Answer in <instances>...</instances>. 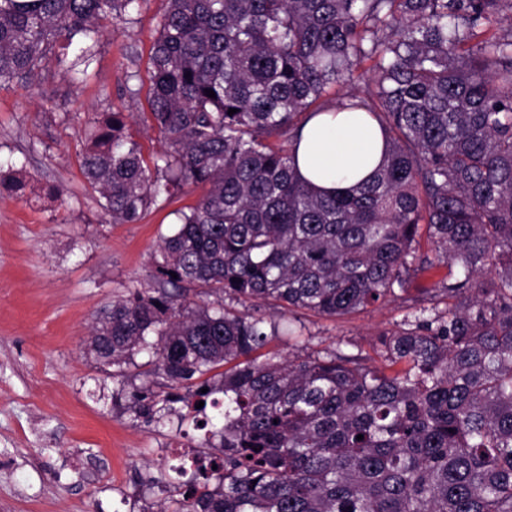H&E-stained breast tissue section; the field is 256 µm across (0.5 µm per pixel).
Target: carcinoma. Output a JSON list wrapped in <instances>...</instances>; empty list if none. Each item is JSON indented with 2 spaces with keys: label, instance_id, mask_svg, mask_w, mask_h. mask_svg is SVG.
Returning <instances> with one entry per match:
<instances>
[{
  "label": "carcinoma",
  "instance_id": "1",
  "mask_svg": "<svg viewBox=\"0 0 512 512\" xmlns=\"http://www.w3.org/2000/svg\"><path fill=\"white\" fill-rule=\"evenodd\" d=\"M139 2L0 0V85L51 63L79 78L104 22ZM504 18L512 0H167L144 117L165 150L148 166L123 113L104 112L81 151L114 224L206 187L162 238L156 287L113 301L86 343L122 386L151 358L152 384L112 393L131 420L201 432L157 512H512V26L491 30ZM335 85L350 92L331 102ZM351 99L385 156L326 195L297 174L294 139ZM22 171L0 187L22 190ZM439 266L456 272L378 335L382 368L340 349L253 356L279 332L264 306L341 318Z\"/></svg>",
  "mask_w": 512,
  "mask_h": 512
}]
</instances>
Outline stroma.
Instances as JSON below:
<instances>
[{
  "instance_id": "1",
  "label": "stroma",
  "mask_w": 512,
  "mask_h": 512,
  "mask_svg": "<svg viewBox=\"0 0 512 512\" xmlns=\"http://www.w3.org/2000/svg\"><path fill=\"white\" fill-rule=\"evenodd\" d=\"M166 0H143L130 23L104 35L81 82L50 65L33 85L0 87V161L24 166L25 188L0 193V512H156L176 495L142 484L173 463L183 427L133 421L112 402V370L86 355L97 314L151 287L154 256L178 211L203 187L189 185L134 224H115L81 169L85 127L122 110L146 161L161 150L150 112L149 57ZM61 185L64 202L48 190ZM441 266L413 276L408 293L348 317L276 314L288 334L266 352L339 348L375 355L376 336L447 279Z\"/></svg>"
}]
</instances>
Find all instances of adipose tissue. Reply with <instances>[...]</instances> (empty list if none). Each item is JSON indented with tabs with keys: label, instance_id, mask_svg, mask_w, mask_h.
<instances>
[{
	"label": "adipose tissue",
	"instance_id": "obj_1",
	"mask_svg": "<svg viewBox=\"0 0 512 512\" xmlns=\"http://www.w3.org/2000/svg\"><path fill=\"white\" fill-rule=\"evenodd\" d=\"M384 142L376 121L346 105L319 113L304 124L295 153L298 174L316 188L344 190L369 178Z\"/></svg>",
	"mask_w": 512,
	"mask_h": 512
}]
</instances>
